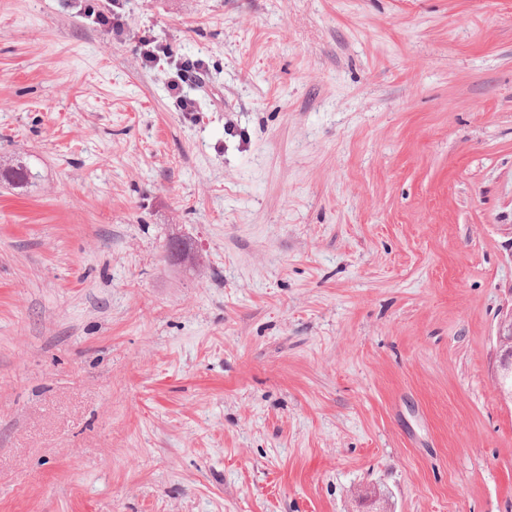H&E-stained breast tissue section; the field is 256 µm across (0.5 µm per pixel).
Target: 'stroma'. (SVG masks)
Instances as JSON below:
<instances>
[{
    "instance_id": "35a3bbf8",
    "label": "stroma",
    "mask_w": 512,
    "mask_h": 512,
    "mask_svg": "<svg viewBox=\"0 0 512 512\" xmlns=\"http://www.w3.org/2000/svg\"><path fill=\"white\" fill-rule=\"evenodd\" d=\"M19 160L0 512H512V0H0ZM0 177L16 188H22L24 184L35 181L38 177V172H34L30 163L20 162L1 170ZM497 340L501 349L496 382L502 398L512 402V310L500 321Z\"/></svg>"
}]
</instances>
